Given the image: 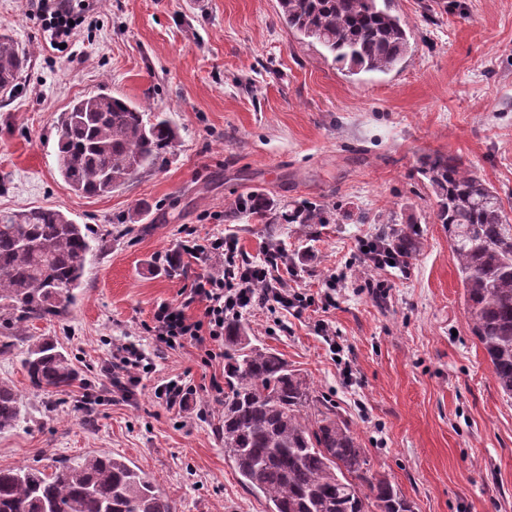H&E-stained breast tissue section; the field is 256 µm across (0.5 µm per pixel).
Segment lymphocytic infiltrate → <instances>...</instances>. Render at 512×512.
Here are the masks:
<instances>
[{
  "mask_svg": "<svg viewBox=\"0 0 512 512\" xmlns=\"http://www.w3.org/2000/svg\"><path fill=\"white\" fill-rule=\"evenodd\" d=\"M94 0H37L44 19V30L52 47L70 43L81 13L92 11ZM181 251L192 258L222 260L221 271L197 276L189 287L180 291L175 303L159 304L145 330L159 348L176 349L193 345L204 363L223 357L224 326L242 319L254 308L275 306L286 312L301 313L311 307L313 298L288 288L280 274L285 255L269 254L263 259H246L234 241L221 236L183 241ZM199 304L203 312L191 318L187 310ZM111 387L123 398L134 395L135 388L153 369L152 358L136 339L114 342L111 351Z\"/></svg>",
  "mask_w": 512,
  "mask_h": 512,
  "instance_id": "lymphocytic-infiltrate-1",
  "label": "lymphocytic infiltrate"
}]
</instances>
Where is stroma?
I'll use <instances>...</instances> for the list:
<instances>
[{"label":"stroma","mask_w":512,"mask_h":512,"mask_svg":"<svg viewBox=\"0 0 512 512\" xmlns=\"http://www.w3.org/2000/svg\"><path fill=\"white\" fill-rule=\"evenodd\" d=\"M391 5L411 31L407 62L350 76L288 29L277 0H97L64 51L45 45L32 0H0V28L29 60L16 90L0 95V212L52 207L103 237L71 314L35 322L0 354V381L28 412L0 433V468L49 470L104 451L138 466L176 512H269L224 453L211 384L223 362L203 364L191 345L157 350L142 332L157 305L218 269L187 256L158 263L191 231L235 237L252 260L281 248L295 267L288 286L307 295L344 274L328 308L247 315L251 345L306 376L415 512H512V399L468 326L448 228L417 172L424 155L457 156L512 214V0ZM103 87L166 113L178 140L127 186L79 196L58 172V120ZM256 193L271 218L235 212ZM297 205L322 209L326 223L279 220ZM388 221L417 234L407 265H355ZM369 279L385 285L384 299ZM128 333L141 335L156 370L133 399L99 397L112 342ZM31 336L67 351L79 372L69 390L30 387L21 359ZM173 375L194 390L189 410L154 398Z\"/></svg>","instance_id":"obj_1"}]
</instances>
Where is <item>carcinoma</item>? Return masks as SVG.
<instances>
[{
  "label": "carcinoma",
  "instance_id": "1",
  "mask_svg": "<svg viewBox=\"0 0 512 512\" xmlns=\"http://www.w3.org/2000/svg\"><path fill=\"white\" fill-rule=\"evenodd\" d=\"M288 28L324 49L347 74L386 73L411 52L406 24L390 0H278ZM28 63L11 35L0 30V93L10 94ZM58 168L78 194L103 196L156 168L178 139L161 112L102 88L72 101L59 122ZM418 173L448 226L468 325L489 359L492 376L512 398V224L502 198L453 155L428 154ZM265 215V199L238 201ZM379 239H415L386 227ZM94 234L60 210L0 212V353L37 321L68 315L77 302ZM222 403L224 451L241 482L272 504L270 512H414L400 489L370 473L364 448L327 401L277 352L248 346L240 321L224 327ZM22 367L30 386L62 392L77 377L71 358L42 338L29 344ZM26 422L21 398L0 381V433ZM0 512H175L170 497L131 461L109 453L61 463L51 474L35 467L0 468Z\"/></svg>",
  "mask_w": 512,
  "mask_h": 512
}]
</instances>
